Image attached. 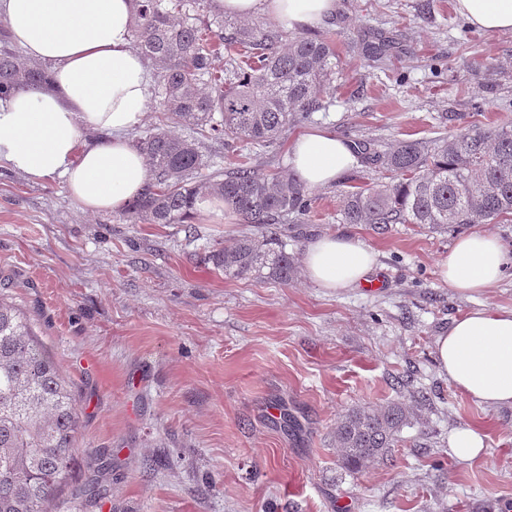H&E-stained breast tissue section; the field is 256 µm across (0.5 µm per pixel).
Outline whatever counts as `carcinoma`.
Segmentation results:
<instances>
[{"label":"carcinoma","mask_w":512,"mask_h":512,"mask_svg":"<svg viewBox=\"0 0 512 512\" xmlns=\"http://www.w3.org/2000/svg\"><path fill=\"white\" fill-rule=\"evenodd\" d=\"M201 0H133V42L157 69L155 111L162 125L134 141L149 168L145 192L123 211L131 224H182L202 199L222 201L247 224L261 228L220 247L204 260L226 277L283 284L297 272L277 225L308 215L311 198L295 174L269 177L239 164L223 172L194 137L165 130L177 124L242 143L276 140L322 99L342 75L331 39L288 33L280 26L239 23L221 13L204 17ZM224 58V67L217 66ZM47 80L44 70L20 61L0 39V95ZM358 153L383 174L380 181L346 191L347 224H417L430 231L472 224L512 223V127L473 125L449 140H401L378 152ZM214 169L204 183L202 169ZM414 408L392 403L359 406L336 425L341 468L357 473L384 462ZM81 430L73 383L38 341L30 317L0 298V512H52L70 483V464Z\"/></svg>","instance_id":"carcinoma-1"}]
</instances>
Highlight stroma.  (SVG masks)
Returning a JSON list of instances; mask_svg holds the SVG:
<instances>
[{"label":"stroma","mask_w":512,"mask_h":512,"mask_svg":"<svg viewBox=\"0 0 512 512\" xmlns=\"http://www.w3.org/2000/svg\"><path fill=\"white\" fill-rule=\"evenodd\" d=\"M317 31L342 67L325 109L266 146L204 139L222 170L244 160L285 174L293 139L315 127L384 146L512 122V32L472 29L454 0H338ZM383 40L385 56L369 60ZM378 177L356 164L311 190L308 221L281 227L299 256L330 232L377 252L379 288L332 292L301 272L259 283L204 263L206 251L258 234L236 215L131 224L83 211L61 180L0 168V294L36 323L83 410L76 480L58 512H84L103 451L113 472L101 512H512V407L460 393L434 351L454 318L512 308V265L497 288L466 296L439 270L456 233L342 223V192ZM419 400L387 463L340 468L343 414ZM463 429L481 434L484 456L452 454Z\"/></svg>","instance_id":"35a3bbf8"}]
</instances>
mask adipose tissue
<instances>
[{
    "mask_svg": "<svg viewBox=\"0 0 512 512\" xmlns=\"http://www.w3.org/2000/svg\"><path fill=\"white\" fill-rule=\"evenodd\" d=\"M241 19L264 13L291 30L322 24L336 0H213ZM478 31L512 30V0H455ZM0 26L25 62L45 67L49 81L0 96V164L33 181L61 179L70 197L93 214L124 209L148 182L145 158L128 132L145 115L154 68L133 47L132 0H0ZM354 152L336 133L317 128L298 136L291 169L311 188L349 170ZM506 263L494 235L460 237L440 265L449 288L483 293ZM307 279L328 291L365 283L376 266L372 248L347 233H328L307 246ZM441 372L480 404L512 406V309L483 306L454 318L437 336Z\"/></svg>",
    "mask_w": 512,
    "mask_h": 512,
    "instance_id": "adipose-tissue-1",
    "label": "adipose tissue"
}]
</instances>
